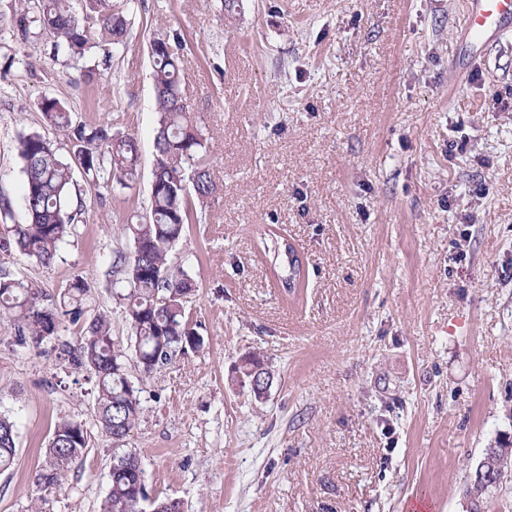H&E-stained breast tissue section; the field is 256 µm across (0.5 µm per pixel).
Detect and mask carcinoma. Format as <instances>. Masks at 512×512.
Instances as JSON below:
<instances>
[{
  "mask_svg": "<svg viewBox=\"0 0 512 512\" xmlns=\"http://www.w3.org/2000/svg\"><path fill=\"white\" fill-rule=\"evenodd\" d=\"M128 27L126 16L112 0H16L11 32L20 43L48 35L50 58L62 57L81 66L84 80L93 84L108 69L114 53L126 47ZM181 47L176 30L149 41L158 113L150 207L140 223L128 225L133 240L144 241V252L140 257L118 252L110 268L111 288L127 285L116 296L126 307L129 344L115 341L106 315L86 313L87 288L81 280L70 283L55 298L0 267V314L13 320L19 344L38 347L54 341L69 365L96 378L95 418L115 445L102 512H145L146 472L136 454L120 444L143 413L127 362L148 374L171 363L182 347L203 345L186 312L193 283L168 261L186 226L200 222L197 204L214 191L206 139L184 104ZM39 110L45 125L64 133L68 156L37 132L19 135L16 150L23 164L22 204L27 222L7 227L8 237L0 242V250L10 254L16 248L48 266L68 242L74 226L85 221L87 203L74 181V168L94 186L125 188L135 180L140 155L135 138L114 135L100 125L77 123L55 98L42 99ZM273 253L272 265L280 270L282 287L289 293L295 291L305 274L294 247L276 245ZM83 319L88 324L76 344L61 340L59 333L66 324L77 325ZM262 368L256 355H248L238 367L239 377L251 378ZM90 440L84 423L56 422L47 448L49 466L39 473L37 483L45 488L60 485ZM15 455V423L0 415V473L12 468ZM470 485L477 512H486L492 491L480 487L474 477Z\"/></svg>",
  "mask_w": 512,
  "mask_h": 512,
  "instance_id": "cac0c4a2",
  "label": "carcinoma"
}]
</instances>
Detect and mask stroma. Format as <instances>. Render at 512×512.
Masks as SVG:
<instances>
[{"label": "stroma", "instance_id": "obj_1", "mask_svg": "<svg viewBox=\"0 0 512 512\" xmlns=\"http://www.w3.org/2000/svg\"><path fill=\"white\" fill-rule=\"evenodd\" d=\"M463 0H130V37L100 83L15 44L0 0V197L26 220L19 134L46 126L41 97L76 120L136 138L132 186H85L88 215L55 262L19 252L15 273L90 312L127 341L109 286L115 252L149 203L157 112L148 42L184 39L182 90L211 151L215 191L169 258L194 280L187 310L204 340L146 375L124 439L150 497L185 512H464L484 448L512 440V35L461 42ZM467 139L465 152L450 142ZM305 268L285 293L268 229ZM258 354L265 400L240 383ZM96 379L50 346L17 345L0 319V414L16 425L0 512H101L113 444ZM63 419L86 454L62 484L37 476Z\"/></svg>", "mask_w": 512, "mask_h": 512}]
</instances>
